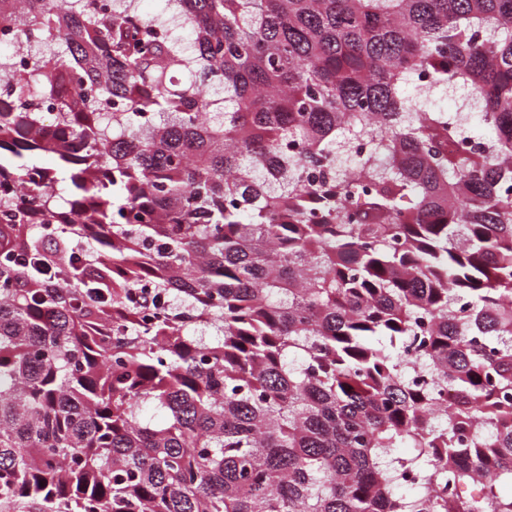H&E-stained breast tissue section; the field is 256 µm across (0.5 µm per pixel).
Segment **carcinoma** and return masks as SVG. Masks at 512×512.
<instances>
[{
	"label": "carcinoma",
	"instance_id": "1",
	"mask_svg": "<svg viewBox=\"0 0 512 512\" xmlns=\"http://www.w3.org/2000/svg\"><path fill=\"white\" fill-rule=\"evenodd\" d=\"M177 14L0 0V512H512V0ZM405 95L409 99L415 100L413 102L427 104L438 112H448L450 114H455L456 112L468 113L469 129L486 133L480 122L481 103H478L467 86L450 82L444 85H437L432 87L427 98L418 97L415 90L409 87L406 89Z\"/></svg>",
	"mask_w": 512,
	"mask_h": 512
}]
</instances>
